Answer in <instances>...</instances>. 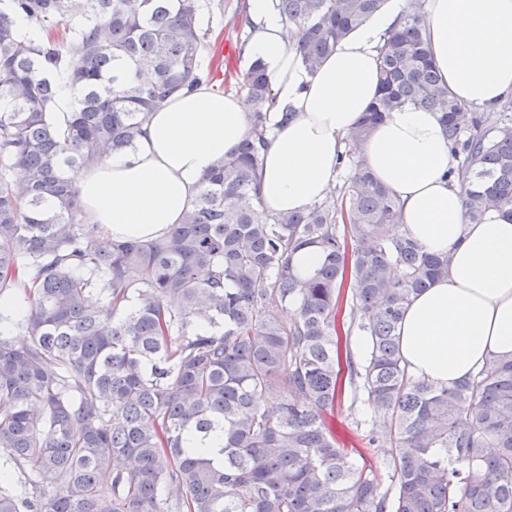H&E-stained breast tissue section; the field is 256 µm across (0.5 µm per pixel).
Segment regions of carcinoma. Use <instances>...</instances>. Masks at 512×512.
<instances>
[{"label": "carcinoma", "mask_w": 512, "mask_h": 512, "mask_svg": "<svg viewBox=\"0 0 512 512\" xmlns=\"http://www.w3.org/2000/svg\"><path fill=\"white\" fill-rule=\"evenodd\" d=\"M272 2L314 71L385 0ZM422 4L380 48L341 203H249L276 107L255 60L240 80L252 135L204 175L183 223L105 242L69 173L132 147L146 112L202 83L199 0H0V299L29 336L0 331V512H512V359L444 388L408 371L400 322L448 257L400 230L359 154L388 113L438 112L469 221L512 206V102L478 112L449 95ZM18 18L46 38L19 36ZM60 75L74 99L61 121ZM304 248L322 257L308 276L293 264ZM347 280L362 356L340 349ZM343 371L386 487L327 425Z\"/></svg>", "instance_id": "1"}]
</instances>
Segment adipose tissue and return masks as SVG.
Returning <instances> with one entry per match:
<instances>
[{
    "label": "adipose tissue",
    "instance_id": "obj_1",
    "mask_svg": "<svg viewBox=\"0 0 512 512\" xmlns=\"http://www.w3.org/2000/svg\"><path fill=\"white\" fill-rule=\"evenodd\" d=\"M407 4L389 0L312 72L271 0H247L255 32L243 54L265 64L277 109L291 113L272 127L263 152L265 213L304 210L334 186L347 136L379 92V48ZM423 18L430 55L456 101L492 108L512 98V0H423ZM249 132L243 96L203 85L181 91L150 112L133 147L76 170L73 186L103 236L158 239L181 223L204 174ZM360 152L398 198L404 230L450 259L447 277L419 294L402 320L408 370L449 386L490 355L512 358V214L492 208L481 223L468 222L464 190L448 176L457 162L435 112L412 105L390 112Z\"/></svg>",
    "mask_w": 512,
    "mask_h": 512
}]
</instances>
